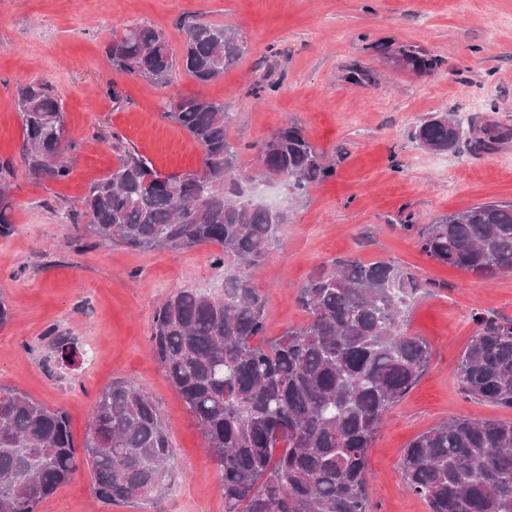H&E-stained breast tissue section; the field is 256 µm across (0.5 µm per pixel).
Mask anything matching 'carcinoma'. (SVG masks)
<instances>
[{
	"label": "carcinoma",
	"mask_w": 512,
	"mask_h": 512,
	"mask_svg": "<svg viewBox=\"0 0 512 512\" xmlns=\"http://www.w3.org/2000/svg\"><path fill=\"white\" fill-rule=\"evenodd\" d=\"M175 55L164 34L133 23L105 47L112 67L165 86L177 69L208 83L246 50L232 29L183 18ZM403 68L431 73L438 60L400 52ZM353 64L344 80L369 83ZM21 156L39 178L65 181L67 126L60 100L43 83L18 89ZM163 117L201 147L202 169L161 174L112 134L121 151L107 177L83 198L82 238L100 246L119 240L132 249L172 251L212 244L224 268L221 293L185 288L157 310L150 336L165 377L181 395L205 438L220 477L224 512H371L367 451L383 417L428 365L427 340L407 330L410 311L433 283L390 260L341 259L315 269L299 288L307 321L282 336L264 334V299L248 270L278 243L288 211L254 199L256 184L281 181L299 202L335 170L305 137L285 124L264 140L247 171L227 136L236 120L224 103L180 96ZM411 139L431 152L493 154L512 142V128L434 112ZM13 166L0 162V237L14 232ZM431 260L485 280L512 272V202L488 201L429 224L407 220ZM477 329L456 368L462 391L512 410V320L477 314ZM51 345L68 360L67 336ZM166 425L138 388L116 384L96 400L84 443L76 446L67 415L18 388H0V512H37L80 464L96 498L122 504L162 493L171 480ZM405 489L429 512H512V421L452 418L404 449Z\"/></svg>",
	"instance_id": "cac0c4a2"
}]
</instances>
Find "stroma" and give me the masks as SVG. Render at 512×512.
Masks as SVG:
<instances>
[{
	"instance_id": "1",
	"label": "stroma",
	"mask_w": 512,
	"mask_h": 512,
	"mask_svg": "<svg viewBox=\"0 0 512 512\" xmlns=\"http://www.w3.org/2000/svg\"><path fill=\"white\" fill-rule=\"evenodd\" d=\"M184 15L245 36L246 52L222 77L201 84L178 70L156 86L112 68L105 46L124 25H154L177 50ZM403 48L436 56L439 68L418 74L397 67L391 55ZM351 64L371 70L372 82H345ZM30 82L48 85L62 102L68 180L34 179L21 160L15 100ZM267 83L278 91L259 92ZM179 95L221 101L236 115L228 136L245 164L271 133L293 123L335 169L291 205L278 244L251 274L266 297V338L305 321L297 291L334 260H394L432 281L407 324L430 343L431 360L386 414L367 458L372 512H428L403 484L408 443L451 418L512 421V410L466 395L454 374L476 331L475 313L512 319V273L488 281L439 264L402 223L512 200V146L480 156L435 153L418 148L409 133L434 112L512 127V0H0V160L14 165L15 227L0 238V300L10 308L0 326V386L64 410L78 446L99 393L118 381L135 386L169 429L174 474L162 496L114 505L94 496L83 469L39 512H224L202 432L150 346L155 314L176 291L222 290L213 246H90L69 218L88 184L116 167L112 135L160 173L200 169L198 145L163 117ZM53 329L75 342L73 363L58 362L48 339Z\"/></svg>"
}]
</instances>
